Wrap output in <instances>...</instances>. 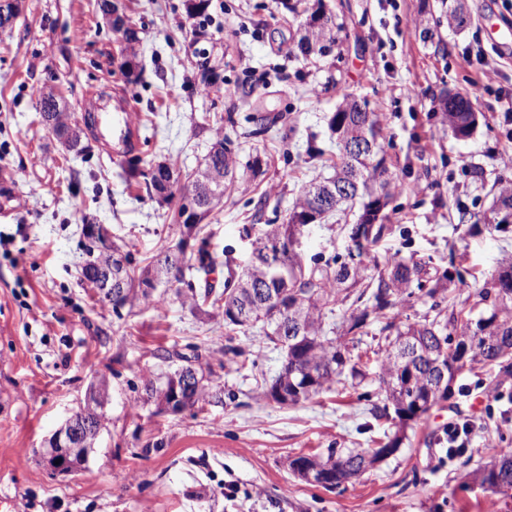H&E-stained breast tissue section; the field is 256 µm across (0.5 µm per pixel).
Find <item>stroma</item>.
<instances>
[{"label":"stroma","instance_id":"35a3bbf8","mask_svg":"<svg viewBox=\"0 0 512 512\" xmlns=\"http://www.w3.org/2000/svg\"><path fill=\"white\" fill-rule=\"evenodd\" d=\"M140 41L128 48L95 0H22L0 30V498L13 512H512L469 474L486 450L512 453V376L486 366L455 380L399 451L345 487L301 480L289 461L331 448H370L390 419H375L373 387L320 393L281 406L263 396L284 353L263 337L228 338L224 314H202L168 288L163 306L114 313L80 280L84 223L110 228L143 265L181 237L178 200L147 191L129 163L163 162L176 176L202 167L217 134L236 159L235 177L206 219L210 279L225 262L247 265L261 225L282 224L303 185L332 174L329 119L344 95L381 114L391 173V228L371 253L456 265L473 286L512 257V224L488 225L502 180L512 181V0H466L467 22L450 27L435 0H324L338 26L325 57L289 48L302 16L282 0H121ZM483 50L485 64L466 54ZM253 87L251 96L242 90ZM54 90L71 119L118 94L131 100L145 145L115 160L90 129L84 152L54 140L39 97ZM469 92L483 119L467 139L445 124L441 99ZM324 149L313 159L310 148ZM478 214L460 223L459 213ZM349 211L305 227L304 263L346 257L357 221ZM243 347L236 359L229 345ZM200 351L214 394L201 411L158 413L129 403L157 370L158 349ZM109 383L106 423L87 462L57 475L39 450L88 386ZM473 425L467 449L449 455V423Z\"/></svg>","mask_w":512,"mask_h":512}]
</instances>
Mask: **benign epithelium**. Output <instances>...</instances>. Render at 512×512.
<instances>
[{"label":"benign epithelium","mask_w":512,"mask_h":512,"mask_svg":"<svg viewBox=\"0 0 512 512\" xmlns=\"http://www.w3.org/2000/svg\"><path fill=\"white\" fill-rule=\"evenodd\" d=\"M107 17L114 18V25L122 33L125 42L134 40L135 30L124 24L118 11L108 7L104 12ZM17 18V0H0V28L3 30L13 26ZM43 122L46 128L59 141L65 143L70 137L74 123L70 122L63 126L57 122L54 112L43 114ZM207 179L195 177L187 182L180 189V207L183 217L195 219L200 210L208 207L211 198L205 196V185ZM85 238L91 241L95 250L102 256L113 254L115 247L109 229L103 224L84 225ZM300 247V238H285L268 234L262 240L260 246L255 248L251 254V264L254 267H272L284 262L288 257L297 253ZM93 286L102 294L109 295L115 301L121 300L124 296L123 279L119 272L112 269V264H95L93 273ZM204 381L199 372L192 370L182 371L173 378L171 389L160 395L155 402L164 410L174 412L183 411V404L186 401L185 395L191 390L198 388ZM104 395L98 383L89 386L83 401L79 403V410L75 412L66 422L57 429L41 452L42 461L45 466L57 475H68L76 469L72 459L78 458L86 461L90 448L93 447L96 438L101 433L104 423ZM60 463H55V460Z\"/></svg>","instance_id":"obj_1"}]
</instances>
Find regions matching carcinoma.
Segmentation results:
<instances>
[{"label": "carcinoma", "mask_w": 512, "mask_h": 512, "mask_svg": "<svg viewBox=\"0 0 512 512\" xmlns=\"http://www.w3.org/2000/svg\"><path fill=\"white\" fill-rule=\"evenodd\" d=\"M337 42L336 24L326 17L323 26L304 29L296 45L295 57L306 58L312 54L325 56ZM349 112H335L330 118V129L336 135L340 162L333 174L321 181L304 186L294 202L288 220L284 224H267L284 236L302 232L306 223L303 205L317 199H326V208L319 211L316 220L331 219L345 212L348 204L359 203L357 226H365L370 238L359 254L357 268L348 270V260L315 261L305 265L301 257L288 260V264L269 268L260 273V287L250 288L253 273L245 268L237 273L228 268L223 290L218 292L209 283L212 260L203 251L199 261L191 264L175 250L159 253L152 265L141 270L133 265L131 254L120 255L124 261L122 274L126 288L136 302L155 305L165 300L166 291L159 287L169 286V280L158 283L150 294H139L143 284L161 275L166 269L182 264L176 283L184 286L187 299L184 303L199 310L204 304L224 310V332L232 336H250L258 331L265 340L284 351V364L272 379L266 396L278 402L274 393L282 389L288 393V404L296 405L312 396L346 384L360 385L366 379L377 384L384 404L373 407L378 417L389 416V411L399 419L402 429L421 420L437 403L434 387L440 381L448 384V397L454 396L449 388L455 376L467 367L478 364L496 366L505 374H512V260L504 262L500 270L474 288L463 273H431L427 264L404 258H392L385 267L367 273L365 259L370 248L387 229L386 212L391 199V181L387 177L386 156L383 145V128L379 114L370 107L369 101L352 95L343 96ZM444 118L452 134L464 139L470 137L479 124V113L473 111L468 93L458 92L444 100ZM350 142H362L364 150L357 153L346 149ZM213 168L232 177L236 161L224 140L215 141L203 169ZM499 225L508 224L512 216V186H504L496 200ZM465 290L475 298V304L485 306V315L472 320L465 307H452L445 313L442 303L450 299L452 290L448 284ZM432 300L431 309L436 311L431 320L405 323L400 318L398 305L413 297L415 291ZM284 306L300 299L304 313L302 327L291 323L281 324L272 317L271 308L263 305L261 294ZM343 312L340 340L326 336L325 322L328 315ZM380 324V332L388 343L416 348L419 355L411 360L398 356L386 347L377 360V369L368 373L351 357L349 336L365 327L367 321ZM155 358L172 369L204 371L199 354L187 355L176 350L160 349ZM299 461H308L323 472L349 481L367 467L379 461L376 449H354L345 454L332 452L327 459L298 455L289 461V467L297 475L302 469ZM475 483L512 499V456L495 448L487 449L484 464L476 471Z\"/></svg>", "instance_id": "obj_1"}]
</instances>
